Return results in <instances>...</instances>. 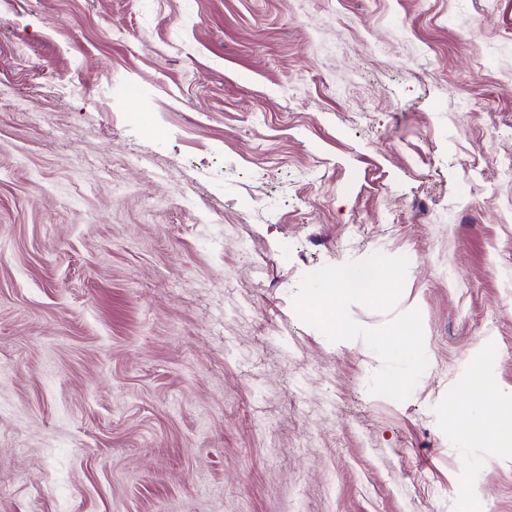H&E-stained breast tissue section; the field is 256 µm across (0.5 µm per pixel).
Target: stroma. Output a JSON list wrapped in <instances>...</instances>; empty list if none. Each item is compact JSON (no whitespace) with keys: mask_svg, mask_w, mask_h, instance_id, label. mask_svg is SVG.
<instances>
[{"mask_svg":"<svg viewBox=\"0 0 512 512\" xmlns=\"http://www.w3.org/2000/svg\"><path fill=\"white\" fill-rule=\"evenodd\" d=\"M409 260L398 402L301 276ZM512 0H0V512H512ZM470 403L461 409L454 432L462 448H502L512 452V394L500 390L483 368L467 377Z\"/></svg>","mask_w":512,"mask_h":512,"instance_id":"stroma-1","label":"stroma"}]
</instances>
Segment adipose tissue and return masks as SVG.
Masks as SVG:
<instances>
[{
    "label": "adipose tissue",
    "mask_w": 512,
    "mask_h": 512,
    "mask_svg": "<svg viewBox=\"0 0 512 512\" xmlns=\"http://www.w3.org/2000/svg\"><path fill=\"white\" fill-rule=\"evenodd\" d=\"M467 383L470 403L454 423L459 445L512 450V396L500 390L479 367L471 369Z\"/></svg>",
    "instance_id": "adipose-tissue-1"
}]
</instances>
